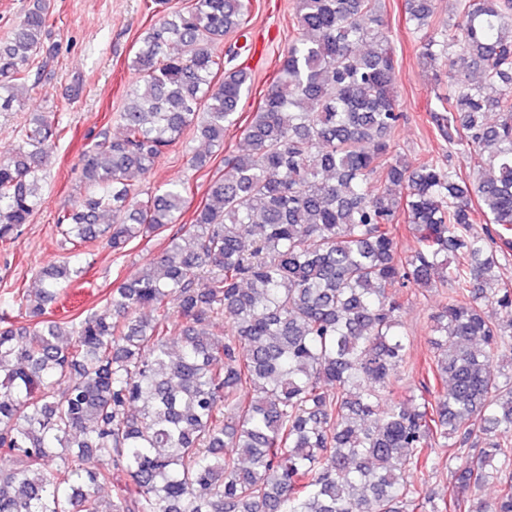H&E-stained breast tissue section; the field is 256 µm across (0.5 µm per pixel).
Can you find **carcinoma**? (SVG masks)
Instances as JSON below:
<instances>
[{"mask_svg": "<svg viewBox=\"0 0 512 512\" xmlns=\"http://www.w3.org/2000/svg\"><path fill=\"white\" fill-rule=\"evenodd\" d=\"M408 2L419 30L433 0ZM458 2L459 20L424 35L421 56L479 73L431 110L477 171L396 153L381 0H297L298 36L245 149L224 157L180 225L190 186L141 199L132 179L188 132L224 147L250 77L224 69L215 47L245 28L250 0H191L149 24L123 134L104 129L82 151L83 195L56 224L68 243L100 238L115 255L174 232L102 310L47 316L86 273L69 258L40 271L35 298L0 301V512H512V285L494 287L512 249V0ZM49 9L34 0L0 48V111L54 51ZM66 134L37 114L0 158L1 244L29 223ZM476 206L494 230L473 231ZM402 224L417 242L408 255ZM444 285L422 394L397 401L409 367L401 289ZM226 312L231 335L215 331ZM469 444L479 450L449 498L424 495L435 449ZM114 470L128 483L104 509Z\"/></svg>", "mask_w": 512, "mask_h": 512, "instance_id": "1", "label": "carcinoma"}]
</instances>
